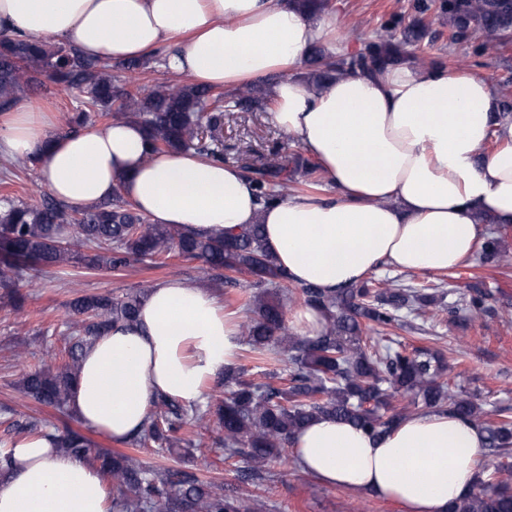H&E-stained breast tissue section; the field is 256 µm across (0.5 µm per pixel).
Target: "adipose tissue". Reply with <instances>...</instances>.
Returning a JSON list of instances; mask_svg holds the SVG:
<instances>
[{"mask_svg": "<svg viewBox=\"0 0 512 512\" xmlns=\"http://www.w3.org/2000/svg\"><path fill=\"white\" fill-rule=\"evenodd\" d=\"M333 19L288 0H0V32L68 43L113 61L175 45L171 72L227 90L276 76L272 117L335 186L331 198L297 194L261 207L236 167L192 152L147 154L142 127L115 121L63 135L41 105L0 113V158L40 155V179L71 207L121 189L157 224L233 235L248 224L278 268L325 293L385 267L435 274L476 252L486 224L512 227V120L482 77L445 66L388 67L301 80L309 48ZM494 150H487L489 141ZM237 321L211 290L179 278L156 283L136 320L84 353L69 409L122 443L137 434L157 395L193 406L240 350ZM481 426L443 411L407 416L373 437L336 418L303 427L291 448L324 485L370 494L402 512H448L481 476ZM0 469V512H112L98 469L49 437H23Z\"/></svg>", "mask_w": 512, "mask_h": 512, "instance_id": "adipose-tissue-1", "label": "adipose tissue"}]
</instances>
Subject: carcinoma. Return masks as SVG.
<instances>
[{
	"mask_svg": "<svg viewBox=\"0 0 512 512\" xmlns=\"http://www.w3.org/2000/svg\"><path fill=\"white\" fill-rule=\"evenodd\" d=\"M448 25L458 35L482 32L490 49L512 37V0H446ZM420 22L406 26L400 36L377 35L362 52L344 57L318 45L307 53L312 66L309 83L320 90L344 71L375 75L396 63L432 66L418 43ZM136 59L111 65L82 56L73 46L49 43L34 36L0 34V112L44 86V80L82 94L81 106L70 118L81 127L99 112L114 120L135 122L146 136V152L196 151L224 162V116L237 109L269 105L262 88L252 86L226 94L196 84L162 83L140 86ZM251 179L259 204L268 206L299 192L300 177L315 166L301 155L280 151L252 165ZM202 263V270L227 288L235 275L253 278L257 292L245 303L239 324L242 341L252 352L288 355V383L276 371L266 382L246 378V369L224 376L229 390L215 408L186 407L159 395L143 429L131 439L138 446L150 439L157 452L178 455L182 431L215 421L224 446L236 449L248 462L245 478H264L267 462L290 444L295 434L320 415L350 423L371 436L390 432L408 415L398 398L409 396L414 410L445 409L480 425L486 446L504 461L482 477L476 489L456 501L448 512H512V416L500 410L488 420L470 394H452L444 380L443 358L427 347L380 352L369 344L367 332L402 325V312H423L438 302L412 288L363 283L327 294L312 284H294L276 265L263 243L262 225L251 224L231 237H213L183 230L178 225L154 224L116 189L112 200L97 205L67 207L47 195L39 204L0 196V288L8 291L13 307L24 300L20 289L36 285L48 273L81 262L100 271H118L133 262L154 264L171 252ZM485 263L509 264L512 254L503 245L502 230L493 229L481 246ZM488 293L476 288L459 300L465 321L475 323L491 311ZM312 307L324 319L313 337L289 330L288 308L293 303ZM140 294H86L70 304L74 336L65 355L53 356L43 367L28 372L21 387L27 396L58 410L68 409L71 387L85 348L112 325L131 322ZM17 434H54L63 452L95 464L112 493V512H262L257 499L233 494L222 483L178 467L147 469L124 453L92 447L81 431L60 429L43 419L13 424Z\"/></svg>",
	"mask_w": 512,
	"mask_h": 512,
	"instance_id": "1",
	"label": "carcinoma"
}]
</instances>
